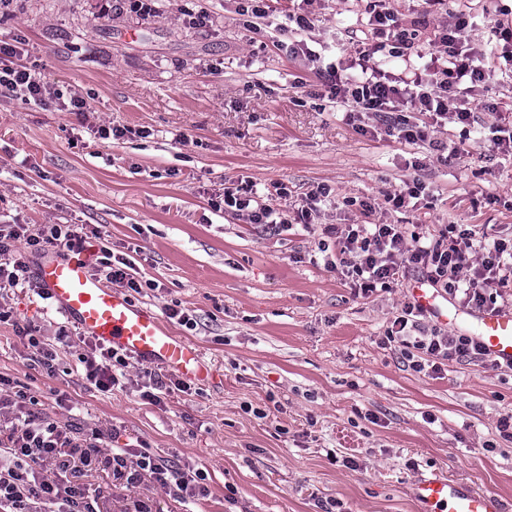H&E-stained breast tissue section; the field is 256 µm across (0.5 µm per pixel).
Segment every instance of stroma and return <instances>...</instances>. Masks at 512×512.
I'll return each mask as SVG.
<instances>
[{"label":"stroma","mask_w":512,"mask_h":512,"mask_svg":"<svg viewBox=\"0 0 512 512\" xmlns=\"http://www.w3.org/2000/svg\"><path fill=\"white\" fill-rule=\"evenodd\" d=\"M0 0V39L20 41L64 98L89 109L78 123L62 102L0 94V222L81 224L130 261L134 300L192 343L210 376L171 389L163 405L140 396L147 373L130 358L124 387L104 394L78 370L81 341L58 348L55 372L28 363L20 330L50 344L64 317L29 290L8 291L16 324H0V375L36 409L88 434L102 452L143 446L204 477L205 496L182 500L149 476L134 485L101 465L77 481L95 512H418L413 486L436 472L499 496L512 512V370L450 361L416 371L384 345L411 290L370 297L319 251L327 224H479L512 233V158L494 152L497 116L478 130L448 124V159L424 141L370 132L324 97L316 72L342 56L340 30L365 0H316L308 67L275 45L297 0H267L254 30L239 0H160L143 15L128 0ZM206 8L212 21L189 24ZM125 129L99 138V125ZM422 167H415L416 159ZM419 179L424 207L393 208L387 193ZM282 184L271 205L296 214L317 185L330 188L312 226L275 232L224 208L225 192ZM374 199L363 212L360 203ZM191 314L194 326L169 318Z\"/></svg>","instance_id":"obj_1"}]
</instances>
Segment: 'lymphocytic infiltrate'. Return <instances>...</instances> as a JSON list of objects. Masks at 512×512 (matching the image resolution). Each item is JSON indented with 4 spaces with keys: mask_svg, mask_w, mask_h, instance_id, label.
<instances>
[{
    "mask_svg": "<svg viewBox=\"0 0 512 512\" xmlns=\"http://www.w3.org/2000/svg\"><path fill=\"white\" fill-rule=\"evenodd\" d=\"M503 12L500 6L483 9L478 21L469 14L457 15L435 31L426 52L419 36L428 26V13L402 24L391 13L388 0H367L363 16L346 29L347 57L322 70L323 84L360 117L407 107L436 130L450 121L471 128L479 107L490 112L499 109L498 104L480 102L486 82L501 69L512 72V29L501 21ZM478 22L487 30L481 43L468 34ZM16 55L15 46L0 42V87L25 100L47 104L59 100L58 90L41 72L16 63ZM323 233L333 240L335 250L325 259L327 267L342 269L367 297L414 272L464 307L487 311L497 309L505 284L512 282V239L474 227L444 224L416 232L403 224H330ZM85 241L74 224H1L0 291L30 283L27 252L71 249ZM23 244L28 247L24 253L19 250ZM425 314L423 307L407 302L386 334L387 344L398 346L414 369L437 373L448 360L488 362V355L471 337L436 329L427 336H411L410 319ZM88 346L81 359L87 380L99 391H112L120 383L119 370L127 366L126 356L94 340ZM33 402L21 390L0 396V423L9 428L0 441V512H44L46 506L59 503L66 512H90L79 484L60 486L34 468L41 461L65 470L76 456L88 464L103 460L114 476L130 484L146 474L178 498L204 494L200 473L172 468L136 448L101 456L95 439L80 438L34 411Z\"/></svg>",
    "mask_w": 512,
    "mask_h": 512,
    "instance_id": "1",
    "label": "lymphocytic infiltrate"
}]
</instances>
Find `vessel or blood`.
Listing matches in <instances>:
<instances>
[{
    "mask_svg": "<svg viewBox=\"0 0 512 512\" xmlns=\"http://www.w3.org/2000/svg\"><path fill=\"white\" fill-rule=\"evenodd\" d=\"M37 278L56 310L74 320L87 336L187 378H208L209 372L193 344L175 336L153 309L135 303L95 277L86 258L44 256ZM412 294L415 302L436 319L471 335L491 358L512 364V311H488L469 319L444 303L434 289L418 287ZM413 496L420 512H505L498 496L438 475L421 477Z\"/></svg>",
    "mask_w": 512,
    "mask_h": 512,
    "instance_id": "vessel-or-blood-1",
    "label": "vessel or blood"
}]
</instances>
